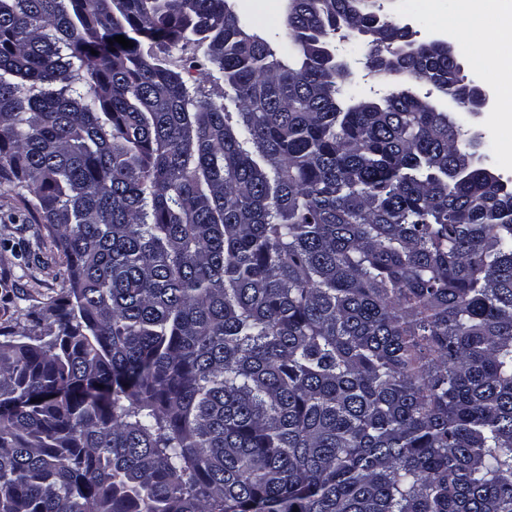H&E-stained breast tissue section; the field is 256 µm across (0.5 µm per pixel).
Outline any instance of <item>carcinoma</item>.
<instances>
[{"instance_id":"obj_1","label":"carcinoma","mask_w":512,"mask_h":512,"mask_svg":"<svg viewBox=\"0 0 512 512\" xmlns=\"http://www.w3.org/2000/svg\"><path fill=\"white\" fill-rule=\"evenodd\" d=\"M353 35L437 98L345 99ZM414 35L376 0H288L276 46L229 0H0V181L66 265L56 329L0 331V512H512V180Z\"/></svg>"}]
</instances>
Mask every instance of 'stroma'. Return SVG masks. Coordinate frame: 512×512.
<instances>
[{
  "mask_svg": "<svg viewBox=\"0 0 512 512\" xmlns=\"http://www.w3.org/2000/svg\"><path fill=\"white\" fill-rule=\"evenodd\" d=\"M337 54L351 71L349 81L368 98L382 96L389 85L365 67L367 45L335 42ZM499 104L476 120L474 127L495 149L485 164L502 177L512 176L503 158L512 155V128L497 119ZM65 261L48 237L40 215L27 206L20 188L0 182V329L27 334L34 325L48 327L49 310L65 286Z\"/></svg>",
  "mask_w": 512,
  "mask_h": 512,
  "instance_id": "35a3bbf8",
  "label": "stroma"
}]
</instances>
